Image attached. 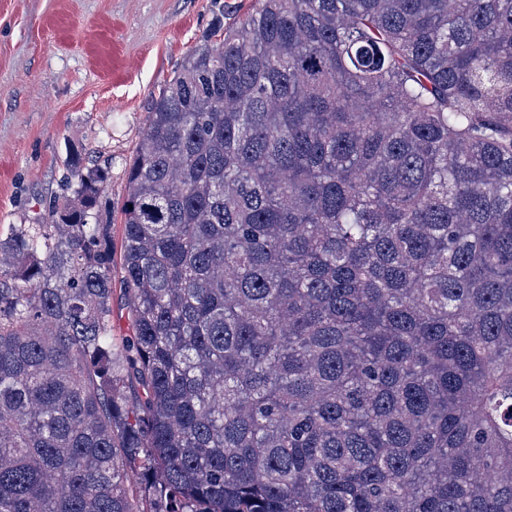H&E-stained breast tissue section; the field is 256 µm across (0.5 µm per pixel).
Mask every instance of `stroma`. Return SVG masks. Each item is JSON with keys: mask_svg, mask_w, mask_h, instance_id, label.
Segmentation results:
<instances>
[{"mask_svg": "<svg viewBox=\"0 0 512 512\" xmlns=\"http://www.w3.org/2000/svg\"><path fill=\"white\" fill-rule=\"evenodd\" d=\"M0 0V232L43 224L70 149L110 166L112 238L152 98L217 23L258 0Z\"/></svg>", "mask_w": 512, "mask_h": 512, "instance_id": "1", "label": "stroma"}]
</instances>
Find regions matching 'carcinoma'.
<instances>
[{
    "label": "carcinoma",
    "mask_w": 512,
    "mask_h": 512,
    "mask_svg": "<svg viewBox=\"0 0 512 512\" xmlns=\"http://www.w3.org/2000/svg\"><path fill=\"white\" fill-rule=\"evenodd\" d=\"M0 234V512H512V0H260ZM222 39L215 40L216 36Z\"/></svg>",
    "instance_id": "1"
}]
</instances>
